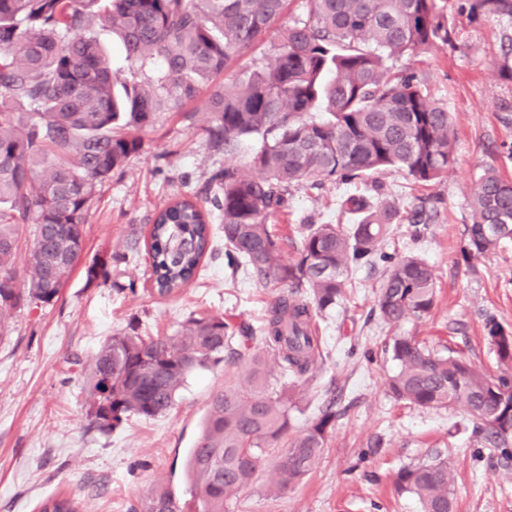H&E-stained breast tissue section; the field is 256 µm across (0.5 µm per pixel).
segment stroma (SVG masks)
I'll use <instances>...</instances> for the list:
<instances>
[{
    "instance_id": "1",
    "label": "stroma",
    "mask_w": 512,
    "mask_h": 512,
    "mask_svg": "<svg viewBox=\"0 0 512 512\" xmlns=\"http://www.w3.org/2000/svg\"><path fill=\"white\" fill-rule=\"evenodd\" d=\"M454 44L405 57L423 88L446 104L453 118L457 162L447 177L424 187L391 169L378 174L384 198L409 208L428 201L437 210L420 236H394L390 247L430 264L437 302L403 333L428 342L446 338L484 373L502 370L484 331L494 316L512 331V242L466 264L461 256L469 222L467 198L475 176L494 167L512 180V81L499 78L512 22L456 23ZM191 118L161 113L143 131V148L123 172L99 189L85 231L82 266L51 305L31 303L11 313L10 336L0 340V512H39L48 497L75 498L81 512H138L163 487L177 502L190 499L186 462L202 429L211 396L225 383L242 384L240 368L224 362L191 374L169 413L130 417L102 430L90 423L93 398L82 376L102 342L117 332L172 336L193 316L224 314L259 325L278 289L232 271L224 262V234L205 257L200 275L179 296L150 294L147 239L151 219L178 193L213 198L212 180L223 151L209 143V115L191 104ZM357 189L325 183L295 187L287 213L273 218L285 259L300 248V224H350L341 205ZM110 257L109 285L87 283L83 267ZM385 267L353 269L352 289L313 328L322 361L307 380L292 385L294 431L307 429L325 407L336 413L315 469L295 488L265 492L275 463L267 452L252 486L231 496L226 512H421L418 499L398 493V470L434 453L447 456L454 476V512H512V454L489 447L462 409H423L395 402L387 381L397 365L385 351L391 328L381 319L376 294ZM382 447H375V440Z\"/></svg>"
}]
</instances>
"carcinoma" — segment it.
Segmentation results:
<instances>
[{
  "mask_svg": "<svg viewBox=\"0 0 512 512\" xmlns=\"http://www.w3.org/2000/svg\"><path fill=\"white\" fill-rule=\"evenodd\" d=\"M288 0H0V337L8 316L33 301L58 299L84 251L85 225L98 187L142 149L131 129L151 128L162 112L184 113L204 102L209 139L237 151L254 141L252 177L226 164L212 180L221 195L212 209L177 197L153 217L149 231L151 287L172 296L199 276L212 248V224H222L227 264L284 292L260 328L224 315L188 319L171 337L116 333L86 369L94 398L91 417L115 429L131 416L167 414L188 376L238 360L248 385H226L210 402L190 455L195 509L156 491L141 512H224L230 496L252 484L265 450L277 449L267 492L297 485L325 447L336 413L327 409L292 434L286 390L269 387L267 363L296 380L316 365L320 343L313 314L330 310L351 287L348 272L380 261L386 276L376 305L397 328L422 319L435 303L433 268L423 259L383 250L392 225L411 237L431 223L425 205L373 207L364 195L344 201L354 224H303L298 257L285 261L271 217L288 210L291 188L326 181L378 192L374 175L389 168L426 186L455 162L448 106L431 99L415 71L396 62L456 37L448 8L471 21L512 20V0H307L308 11L288 25ZM112 27L130 63L118 83L91 35ZM271 61L205 93L213 77L268 35ZM326 117L315 120L314 112ZM466 261L512 239V180L488 167L474 179ZM32 226L24 274L15 256L20 226ZM87 284L109 280L108 261L84 269ZM486 338L504 365L512 363V332L490 319ZM387 351L398 366L388 381L398 401L421 408H461L498 448L512 438V374L494 378L446 343L430 348L396 334ZM397 488L414 495L422 512H453V477L436 454L402 467ZM41 512H77L68 498H49Z\"/></svg>",
  "mask_w": 512,
  "mask_h": 512,
  "instance_id": "obj_1",
  "label": "carcinoma"
}]
</instances>
